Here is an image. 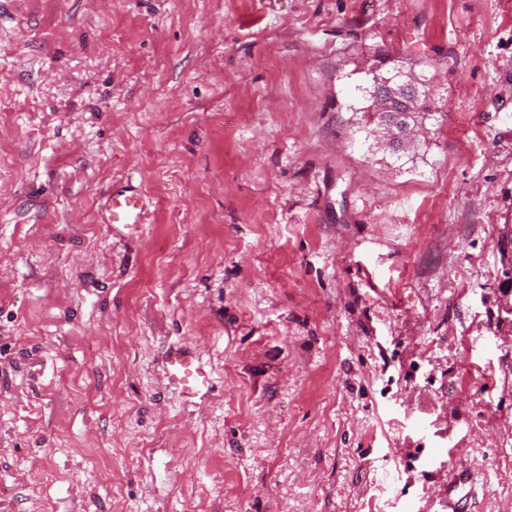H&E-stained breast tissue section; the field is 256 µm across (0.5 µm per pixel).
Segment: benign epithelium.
<instances>
[{"instance_id":"7a95c632","label":"benign epithelium","mask_w":512,"mask_h":512,"mask_svg":"<svg viewBox=\"0 0 512 512\" xmlns=\"http://www.w3.org/2000/svg\"><path fill=\"white\" fill-rule=\"evenodd\" d=\"M425 95L424 87L411 80L376 83L373 91L375 109L381 113L380 126L389 133L392 148H403L417 134V127L410 116L414 105Z\"/></svg>"}]
</instances>
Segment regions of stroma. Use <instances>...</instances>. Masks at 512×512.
<instances>
[{"mask_svg": "<svg viewBox=\"0 0 512 512\" xmlns=\"http://www.w3.org/2000/svg\"><path fill=\"white\" fill-rule=\"evenodd\" d=\"M461 464L512 512V0H0V512H448ZM425 95L423 85L419 87L412 80L376 83L373 91L374 107L376 112L381 113L380 126L389 133L392 148L402 149L418 133V124L414 125L410 116L414 112L413 105L418 104ZM376 112H372V115ZM99 205L104 224L112 225L113 236L124 237L125 230H133L138 224H144V199L132 187H124L101 196ZM164 367L169 385L186 401L202 398L209 391L211 369L194 348L187 345L170 348Z\"/></svg>", "mask_w": 512, "mask_h": 512, "instance_id": "obj_1", "label": "stroma"}]
</instances>
